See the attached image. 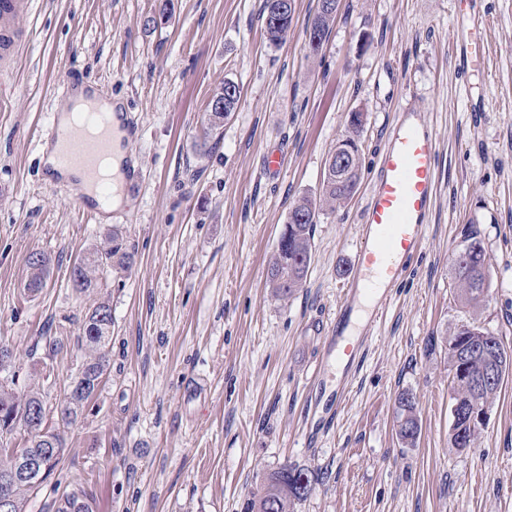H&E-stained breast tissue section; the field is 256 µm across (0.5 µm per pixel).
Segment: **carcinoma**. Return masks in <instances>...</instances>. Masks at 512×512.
<instances>
[{
  "label": "carcinoma",
  "instance_id": "obj_1",
  "mask_svg": "<svg viewBox=\"0 0 512 512\" xmlns=\"http://www.w3.org/2000/svg\"><path fill=\"white\" fill-rule=\"evenodd\" d=\"M274 4L271 0H263L262 18L264 30L270 44L277 46L287 36L293 16L283 19L277 24L272 18ZM212 101L224 102L222 109L209 107L207 113L208 129H217L224 123V118L235 109V105L224 101V91H219ZM360 183V171L352 175V182L336 179V175H325L322 184V193L315 200L304 197L297 202L290 212L288 222L284 225L280 237V247L270 261L269 287L272 288L273 297L278 301L286 302L298 288L302 287L312 255L314 226L319 219L323 207H333L344 202L348 194L355 190ZM106 245L94 249L88 257L75 265L71 270L73 287L85 292L97 287L95 273L104 267L114 270L128 271L135 264V255L128 251L121 230L114 228L105 236ZM470 245L474 249L461 258V264L456 269V278L461 302L470 308L481 305L479 299L481 273L480 267L486 260L485 250L476 239H471ZM36 253H31L27 260V276L24 288L30 294H35L44 287L49 272L50 260L42 256L41 261L34 260ZM111 311L110 305L105 302L97 303L91 313L86 316L80 336L81 345L88 351V359L82 364L83 380L73 385L69 397L60 409L61 421L69 425L78 417L84 403L96 392L103 376L107 372L109 347L112 341V322L98 320L102 312ZM467 338L469 344L477 348L489 349L491 346H502L498 337L483 331L476 325L465 326L458 330L448 342V358L450 370L456 371L461 365L476 371L481 360L471 359L461 362L456 351L461 345V339ZM38 405L45 407L41 394L29 391L19 397L12 389L0 384V437L3 429L8 425L10 413L21 404ZM399 418L401 422L398 435L403 443L412 445L417 439L419 423L415 415V407L410 394L404 392L398 398ZM43 448H58L60 452L55 457L45 459L49 472L60 464L64 455V440L57 432L47 430L44 434H28L25 444L18 450L0 448V476L13 471L19 455L38 454ZM314 476L304 468L284 466L268 476L248 500L247 512H292L295 505L304 501L311 491ZM42 489V485H32L26 481H18L13 488L15 498L14 512H23V502L29 493ZM52 512H94L92 502L79 490H71L54 498L51 503Z\"/></svg>",
  "mask_w": 512,
  "mask_h": 512
}]
</instances>
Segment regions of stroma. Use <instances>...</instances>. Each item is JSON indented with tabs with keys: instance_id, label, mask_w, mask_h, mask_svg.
Here are the masks:
<instances>
[{
	"instance_id": "1",
	"label": "stroma",
	"mask_w": 512,
	"mask_h": 512,
	"mask_svg": "<svg viewBox=\"0 0 512 512\" xmlns=\"http://www.w3.org/2000/svg\"><path fill=\"white\" fill-rule=\"evenodd\" d=\"M262 0H29L27 43L0 68V380L44 396L45 427L63 429L55 481L25 512L82 489L95 512H243L283 466L316 479L295 512H512V375L471 448L454 451L448 339L474 323L512 351V0H488L485 67L459 77L453 0H339L322 51L306 28L317 0H295L287 40L270 45ZM241 97L208 130L225 81ZM121 99L141 134V190L111 218L79 209L73 186L48 185L40 139L64 83ZM363 112L354 197L321 213L302 288L268 287L269 260L294 204L319 196L328 158ZM424 113L440 154L423 250L373 330L355 372L319 365L317 329L350 279L360 214L385 132ZM282 146L280 176L262 177ZM136 265L100 272L80 293L69 274L112 227ZM488 263L475 310L455 289L467 235ZM51 259L46 285L24 291L26 261ZM112 307L110 366L78 419L57 408L84 361L93 306ZM413 397L414 445L396 434L398 397ZM341 397L333 427L312 431L313 404ZM233 85L235 86L236 89H238V85H236L234 82H230V81H227V82H224V86L220 89V91L212 98V100L210 101L209 103V112L207 113V128L209 130H213V129H217L219 128L220 126L223 125L224 123V118L227 117L230 112H232L236 105L238 104V101H239V98H240V92H239V89H238V99L236 100V102L234 104L230 103V102H226L224 103V107L222 108V110H218L216 107H213V103H215V101H223L224 102V89L226 88V86L228 85Z\"/></svg>"
}]
</instances>
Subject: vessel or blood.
<instances>
[{"instance_id":"1","label":"vessel or blood","mask_w":512,"mask_h":512,"mask_svg":"<svg viewBox=\"0 0 512 512\" xmlns=\"http://www.w3.org/2000/svg\"><path fill=\"white\" fill-rule=\"evenodd\" d=\"M483 0H457L466 20V32L456 41L455 65L468 72L482 64L485 54ZM27 0H0V50L19 49L24 35L15 25L16 14ZM132 132L133 121L121 103L111 111L97 108L86 112L57 111L42 139L53 151L58 169L81 174L75 185V201L84 211L103 214L111 206V189L100 186L101 162L112 149L114 130ZM439 153L431 124L419 113H402L386 132V143L378 156L377 173L362 211L360 240L353 256L354 276L344 303L325 329V354L341 352L348 363L361 359L365 342L346 340L345 331L352 305L368 286L383 291L372 306L370 325H378L395 288L420 254L427 224L436 203Z\"/></svg>"}]
</instances>
